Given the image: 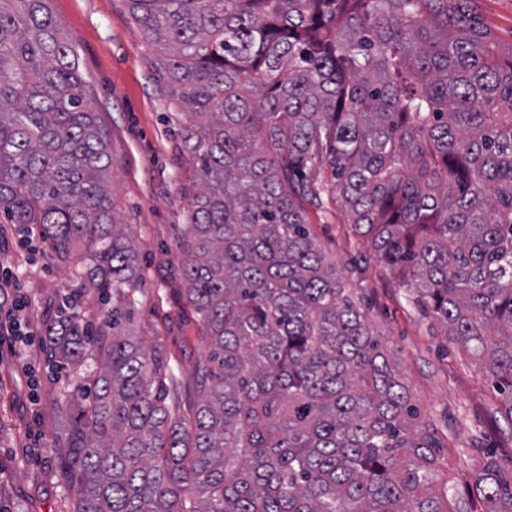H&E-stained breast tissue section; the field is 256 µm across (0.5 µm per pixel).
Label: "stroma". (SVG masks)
<instances>
[{"instance_id":"stroma-1","label":"stroma","mask_w":512,"mask_h":512,"mask_svg":"<svg viewBox=\"0 0 512 512\" xmlns=\"http://www.w3.org/2000/svg\"><path fill=\"white\" fill-rule=\"evenodd\" d=\"M73 47L91 102L109 134L112 202L138 248L141 291L128 330L146 345H160L172 372L190 386L207 346L192 310L180 295L177 269L195 170L178 144L187 117L161 89L153 52L125 0H50ZM476 9L501 48L512 47V0H476ZM311 230L353 299L366 312L389 359L442 446L436 491L458 483L469 456L484 451L504 475L512 474V429L503 403L478 360L446 335L441 324L409 304L391 270L378 261L366 237L336 219ZM29 301L31 328L69 292L72 269L55 265L40 239L24 249L0 246ZM28 368L0 350V498L11 512H70V487L57 474L55 449L61 422L53 412L71 395L94 361L80 372L54 366L40 346L27 352Z\"/></svg>"}]
</instances>
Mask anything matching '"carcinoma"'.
Segmentation results:
<instances>
[{
    "instance_id": "1",
    "label": "carcinoma",
    "mask_w": 512,
    "mask_h": 512,
    "mask_svg": "<svg viewBox=\"0 0 512 512\" xmlns=\"http://www.w3.org/2000/svg\"><path fill=\"white\" fill-rule=\"evenodd\" d=\"M196 172L180 294L208 347L193 401L125 329L138 250L108 133L50 0H0V215L74 264L43 350L72 512H448L441 445L311 231L347 221L481 361L512 424V57L474 0H125ZM93 288L112 312L79 307ZM456 512H512L469 458Z\"/></svg>"
}]
</instances>
